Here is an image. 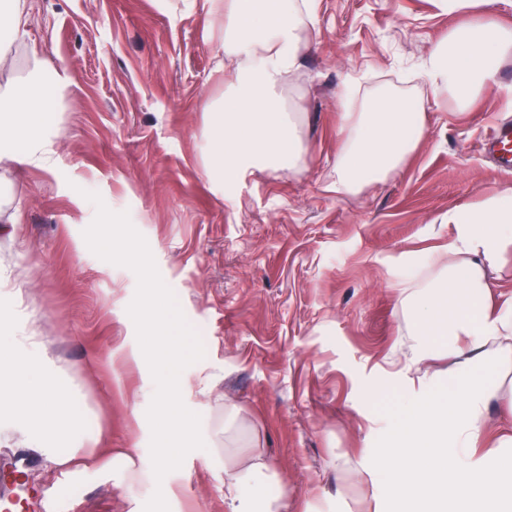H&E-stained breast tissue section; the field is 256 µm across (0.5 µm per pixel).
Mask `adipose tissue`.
Instances as JSON below:
<instances>
[{
  "label": "adipose tissue",
  "instance_id": "1",
  "mask_svg": "<svg viewBox=\"0 0 512 512\" xmlns=\"http://www.w3.org/2000/svg\"><path fill=\"white\" fill-rule=\"evenodd\" d=\"M224 17V53L235 66L228 90L205 101V169L214 182H232L244 172L272 164L294 168L301 157L298 123L282 108L289 75L303 64L307 31L315 23L316 0H205ZM443 11L469 20L432 46L420 64L424 82L468 106L496 77L497 65L512 56V29L486 11L489 0H438ZM26 0H0V72L15 64L13 46L23 41ZM67 80L53 63L37 62L22 81L0 86V160L44 166L52 144L44 137L53 121V92ZM421 113L407 111L386 94L360 112H347L339 128L336 191L351 194L396 172L421 137ZM454 235L437 261L447 285L416 288L408 296L416 335L450 336L457 359L440 385H427L391 432L397 465L380 468L375 496L394 512H414L431 503L435 512H477L483 502L512 505V453L478 455L485 412L493 395L489 378L474 366L489 341L512 340V305L492 311L487 303L488 267L512 246V190L474 207L449 210ZM203 467L224 472L228 512H280L268 496L269 468L261 457L249 463L221 459L218 449L199 454ZM112 474L127 490L150 489L157 477L133 452L109 459Z\"/></svg>",
  "mask_w": 512,
  "mask_h": 512
}]
</instances>
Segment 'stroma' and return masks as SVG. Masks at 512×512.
<instances>
[{
	"label": "stroma",
	"mask_w": 512,
	"mask_h": 512,
	"mask_svg": "<svg viewBox=\"0 0 512 512\" xmlns=\"http://www.w3.org/2000/svg\"><path fill=\"white\" fill-rule=\"evenodd\" d=\"M317 2L303 66L285 87L287 111L301 116L300 167L218 185L204 171L201 103L222 96L231 68L204 0H27L28 37L0 85L41 58L64 67L67 87L47 132L51 167L0 163V309L42 345L17 396L37 403L50 383L81 446L149 458L155 384L147 364L129 361L137 279L83 237L96 215L84 194L98 193L128 213L202 339L181 394L205 442L230 460L260 453L285 512H373L364 470L394 461L386 418L455 361L438 338L436 358L411 363L421 339L407 328L399 281L412 268L414 287L436 282L444 270L428 257L453 237L443 216L512 188V172L482 153L490 128L512 121V59L462 108L414 75L461 17L435 0ZM351 81L359 94L340 99ZM381 91L423 112V135L397 173L336 194L341 114ZM16 212L21 223H10ZM483 366L498 387L486 413L494 441L512 435V351L489 347ZM43 442L72 441L51 422L0 418V491L13 457L30 455L25 484L53 512H130L111 470L65 477ZM162 491L170 512H226L222 473L192 454Z\"/></svg>",
	"instance_id": "stroma-1"
}]
</instances>
